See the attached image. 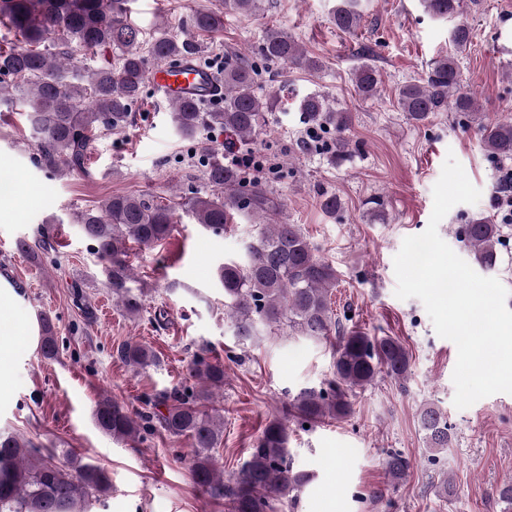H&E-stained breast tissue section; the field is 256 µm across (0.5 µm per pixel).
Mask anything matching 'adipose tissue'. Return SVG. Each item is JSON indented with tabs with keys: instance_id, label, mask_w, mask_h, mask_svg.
I'll use <instances>...</instances> for the list:
<instances>
[{
	"instance_id": "obj_1",
	"label": "adipose tissue",
	"mask_w": 512,
	"mask_h": 512,
	"mask_svg": "<svg viewBox=\"0 0 512 512\" xmlns=\"http://www.w3.org/2000/svg\"><path fill=\"white\" fill-rule=\"evenodd\" d=\"M17 304L13 282L0 275V394L10 389L13 358L19 350L33 349L38 334L34 322L19 323Z\"/></svg>"
}]
</instances>
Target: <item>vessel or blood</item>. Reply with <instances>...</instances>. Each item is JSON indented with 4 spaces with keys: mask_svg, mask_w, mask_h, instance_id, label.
<instances>
[{
    "mask_svg": "<svg viewBox=\"0 0 512 512\" xmlns=\"http://www.w3.org/2000/svg\"><path fill=\"white\" fill-rule=\"evenodd\" d=\"M151 81L173 102H204L215 97L218 91L214 73L190 59L154 69Z\"/></svg>",
    "mask_w": 512,
    "mask_h": 512,
    "instance_id": "obj_1",
    "label": "vessel or blood"
}]
</instances>
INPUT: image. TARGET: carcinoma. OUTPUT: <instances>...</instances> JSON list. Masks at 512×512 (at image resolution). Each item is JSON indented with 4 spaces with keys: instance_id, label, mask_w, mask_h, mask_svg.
I'll list each match as a JSON object with an SVG mask.
<instances>
[{
    "instance_id": "cac0c4a2",
    "label": "carcinoma",
    "mask_w": 512,
    "mask_h": 512,
    "mask_svg": "<svg viewBox=\"0 0 512 512\" xmlns=\"http://www.w3.org/2000/svg\"><path fill=\"white\" fill-rule=\"evenodd\" d=\"M469 3L476 5L478 0H420L428 15L450 23L453 51L434 59L423 77L401 84L396 103L417 123L435 112H454L476 125L490 158L512 159V118L487 119L476 94L461 88L459 64L472 42V29L458 17ZM224 9L263 16L262 0H224ZM330 22L342 33H355L364 22L361 0H339ZM221 25V16L212 9L197 10L191 17L196 32L211 33ZM1 29L0 39L12 47L0 49V106L9 108L17 99L25 102L24 118L36 143L38 164L55 175L84 171L98 133L127 123L129 111L142 97L148 63L159 65L199 54L194 41L172 34L163 25L144 39L131 19L128 0H0ZM47 41L56 43L58 51L42 47ZM100 47L114 50L115 63L99 69L74 65L75 56L92 54ZM373 57L372 48L363 49L351 73L355 90L365 101L379 98L383 91ZM275 63L312 73L322 70L321 61L293 36L267 25L255 51L224 59V69L218 72L224 89L220 104L205 112L193 102H171L169 107L176 133L198 146L210 187L209 192H195L183 203L186 212L215 235L224 233V227L237 217L258 225L247 245L246 263L228 262L217 268L227 318L238 342L253 343L262 325L315 340H327L338 330L333 377L327 387L303 389L290 402L301 424L312 426L348 415L350 393L379 375L406 379L411 356L395 336L340 328L330 307L338 281L336 268L319 254L300 225L288 223L281 215L268 182L251 178L243 167L224 164L203 138L206 131L222 129L243 145L255 142L281 91L278 86L258 90L256 77L263 67ZM299 109L305 125L326 129L331 142L324 151L328 164H343L351 154L345 136L351 114L333 110L321 93L304 96ZM320 205L334 217L342 211L334 193L321 194ZM76 221L92 242L94 254L106 264V285L116 306L129 318L140 316L144 292L130 286L133 275L126 260L127 243L151 247L170 238L178 224L173 207L143 195L113 194L99 208L76 213ZM459 234L481 268L496 267L500 225L480 216L461 225ZM41 330V354L54 359L59 345L49 317H42ZM117 356L135 372L159 365L153 348L133 339L117 348ZM191 374L199 388L158 393L147 399L148 412L100 398L94 409L97 426L123 441L157 428L172 438L190 439L195 448V483L215 499L229 497L231 512H270L272 501L297 497L311 476L290 465L288 428L279 418L264 427L235 486L224 485L223 471L212 455L224 433V417L210 406L214 394L224 389V362L200 355L192 363ZM420 423L428 448L449 447L452 435L439 408L424 407ZM408 469L409 462L401 454L388 455L386 471L392 483L404 479ZM108 489L107 477L97 467L75 458L72 470H64L31 441L0 433V512H87L92 499Z\"/></svg>"
}]
</instances>
